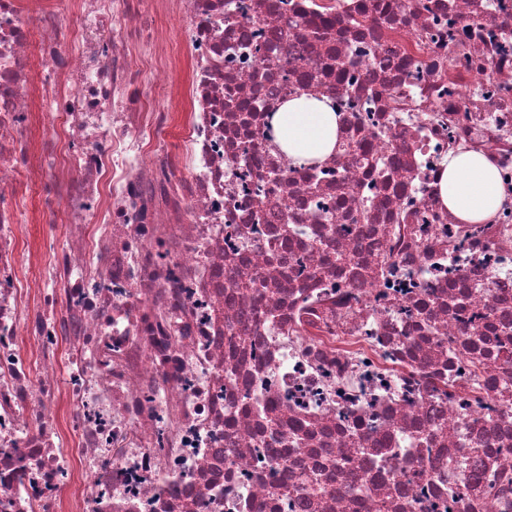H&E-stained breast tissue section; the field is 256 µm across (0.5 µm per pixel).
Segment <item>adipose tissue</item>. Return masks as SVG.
<instances>
[{
  "instance_id": "ef3b65f1",
  "label": "adipose tissue",
  "mask_w": 512,
  "mask_h": 512,
  "mask_svg": "<svg viewBox=\"0 0 512 512\" xmlns=\"http://www.w3.org/2000/svg\"><path fill=\"white\" fill-rule=\"evenodd\" d=\"M273 141L294 164L320 162L336 151L339 121L330 101L303 93L271 117ZM436 176L437 200L459 222L482 224L502 207L507 192L498 168L483 155L448 157Z\"/></svg>"
}]
</instances>
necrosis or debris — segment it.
Masks as SVG:
<instances>
[{
    "label": "necrosis or debris",
    "mask_w": 512,
    "mask_h": 512,
    "mask_svg": "<svg viewBox=\"0 0 512 512\" xmlns=\"http://www.w3.org/2000/svg\"><path fill=\"white\" fill-rule=\"evenodd\" d=\"M459 151L512 193V0H0V512H512V202L435 205ZM273 141L296 165L320 162L336 151L339 121L330 101L302 93L271 116Z\"/></svg>",
    "instance_id": "4bbe7bcc"
}]
</instances>
